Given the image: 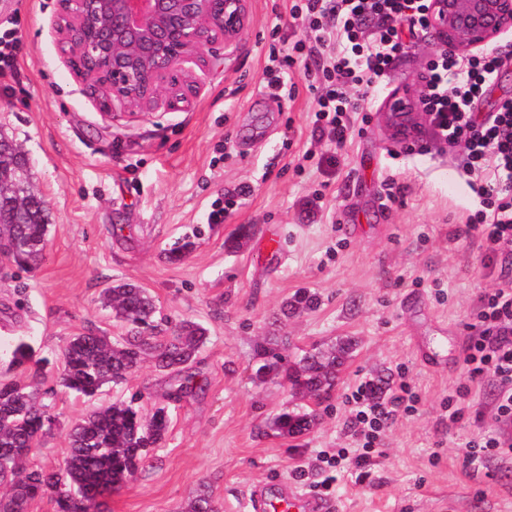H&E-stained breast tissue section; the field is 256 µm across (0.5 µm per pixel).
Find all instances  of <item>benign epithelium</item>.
<instances>
[{
	"mask_svg": "<svg viewBox=\"0 0 512 512\" xmlns=\"http://www.w3.org/2000/svg\"><path fill=\"white\" fill-rule=\"evenodd\" d=\"M248 2L58 0L49 26L64 63L105 116L182 110L200 90L190 65H209L216 46L243 38ZM430 15L438 50L473 55L512 29V0H431ZM418 115L417 101L405 99L390 111L389 126L406 136Z\"/></svg>",
	"mask_w": 512,
	"mask_h": 512,
	"instance_id": "7a95c632",
	"label": "benign epithelium"
}]
</instances>
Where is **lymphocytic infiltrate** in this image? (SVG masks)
<instances>
[{"label": "lymphocytic infiltrate", "mask_w": 512, "mask_h": 512, "mask_svg": "<svg viewBox=\"0 0 512 512\" xmlns=\"http://www.w3.org/2000/svg\"><path fill=\"white\" fill-rule=\"evenodd\" d=\"M429 6L430 0H296L291 17L301 22L305 36L286 47H271L268 58L283 71L303 66L314 94L315 136L339 149L346 146L366 99L388 78L408 39L429 29ZM507 55L495 47L477 56L430 60L420 99L434 134L460 147L459 164L487 205L479 223L466 225L464 232L485 243L493 266L512 259V97L502 98L496 112L484 117L472 106L493 86ZM463 363L468 382L445 403L449 422L482 419V411L472 404V387L489 379L496 386L495 416L511 425L512 277H501L480 296ZM417 400L409 383L391 393L374 379H360L345 396L347 429L355 447L319 452L317 467L324 478L314 491H329L331 473L349 465L359 482H370L386 429L410 413ZM465 458L474 467L489 459H511L512 437L482 432L469 442Z\"/></svg>", "instance_id": "obj_1"}]
</instances>
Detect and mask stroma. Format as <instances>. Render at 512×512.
I'll use <instances>...</instances> for the list:
<instances>
[{"label": "stroma", "mask_w": 512, "mask_h": 512, "mask_svg": "<svg viewBox=\"0 0 512 512\" xmlns=\"http://www.w3.org/2000/svg\"><path fill=\"white\" fill-rule=\"evenodd\" d=\"M291 6L250 0L242 40L199 70L189 109L108 119L62 62L48 28L57 0H0V31L20 39V75L0 81V133L21 145L50 214L34 269L0 262V380L19 374L11 363L18 339L50 361L55 422L30 461L62 467L74 423L135 394L144 414L167 406L169 431L105 512H185L203 491L218 512H247L250 486L308 490L298 469L321 449L351 447L344 395L367 376L392 389L409 382L419 402L388 430L372 483H356L350 467L340 473L329 495L342 512H512V461L479 470L465 461L466 443L497 425L493 382L472 390L482 423L441 417L466 380L463 349L478 298L497 284L484 247L460 232L480 199L458 166L459 148L427 123L397 140L387 121L394 95L421 86L437 55L431 38L409 43L337 151L312 136L314 102L301 69L288 75L294 98L269 86L273 26L292 40L303 35ZM243 186L248 195H239ZM217 209L224 220L210 223ZM243 226L251 229L244 238ZM186 236L194 251L168 261ZM118 282L148 289L168 323L207 328L192 364L194 396L169 401L181 375L150 364L91 400L61 386V351L73 336H125L100 303ZM301 291L315 294L317 306L284 317L282 305ZM275 336L289 338V360L302 348L351 345L301 436L266 427L300 398L281 377L252 378L257 343Z\"/></svg>", "instance_id": "35a3bbf8"}]
</instances>
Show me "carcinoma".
<instances>
[{"label": "carcinoma", "instance_id": "carcinoma-1", "mask_svg": "<svg viewBox=\"0 0 512 512\" xmlns=\"http://www.w3.org/2000/svg\"><path fill=\"white\" fill-rule=\"evenodd\" d=\"M22 154L11 150L10 142L0 144V176L13 196L26 200L14 213L12 224L0 223V248L21 268H30L42 259L47 244L49 210L34 191ZM316 298L300 292L283 306V314L314 305ZM104 307L127 326L128 336L118 343L88 330L72 337L63 350L62 386L78 396L94 398L112 383L127 381L145 361L159 371L187 373L185 383L169 394L179 401L193 392L189 365L207 340V329L192 320H182L172 333L163 335L164 319L151 293L140 286L120 282L104 289ZM262 359L253 375L256 382L274 373L282 376L295 393L325 399L336 382V352L320 348L306 350L294 361L265 343L256 347ZM12 362L26 373L23 381H0V512H14L18 502L29 506L39 493L53 489L57 482L64 493L56 495V512H103L112 491L132 479L150 460L152 449L165 440L170 427L166 408L158 407L146 419L133 403L115 401L92 411L70 433V453L62 472L31 467L28 458L46 430L54 422L51 405L39 399L53 389L40 390L45 359H34V350L19 340L12 351ZM313 415L307 411H284L268 424L270 430L296 436L309 430Z\"/></svg>", "mask_w": 512, "mask_h": 512}]
</instances>
